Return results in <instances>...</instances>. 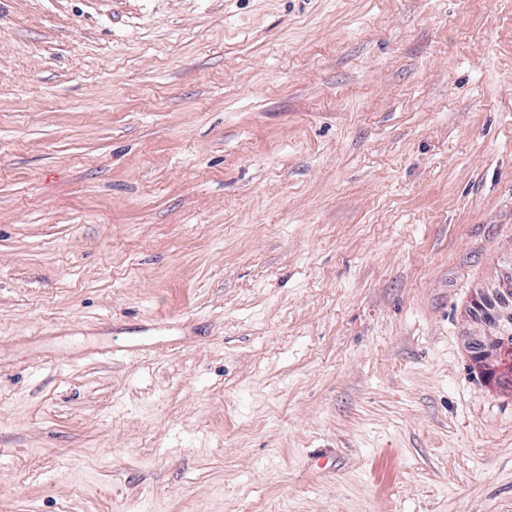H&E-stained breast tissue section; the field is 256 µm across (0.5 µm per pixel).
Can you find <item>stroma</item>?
Masks as SVG:
<instances>
[{"mask_svg": "<svg viewBox=\"0 0 512 512\" xmlns=\"http://www.w3.org/2000/svg\"><path fill=\"white\" fill-rule=\"evenodd\" d=\"M511 265L512 0H0V512H512ZM471 304L474 365L488 383L512 394V267L475 288Z\"/></svg>", "mask_w": 512, "mask_h": 512, "instance_id": "obj_1", "label": "stroma"}]
</instances>
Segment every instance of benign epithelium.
<instances>
[{"instance_id":"7a95c632","label":"benign epithelium","mask_w":512,"mask_h":512,"mask_svg":"<svg viewBox=\"0 0 512 512\" xmlns=\"http://www.w3.org/2000/svg\"><path fill=\"white\" fill-rule=\"evenodd\" d=\"M471 304L474 365L488 383L512 394V270L475 288Z\"/></svg>"}]
</instances>
